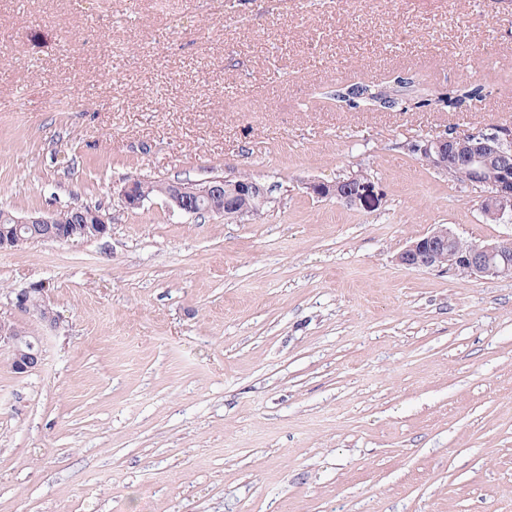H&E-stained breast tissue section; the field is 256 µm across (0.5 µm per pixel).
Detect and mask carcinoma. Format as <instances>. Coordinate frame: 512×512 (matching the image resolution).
I'll list each match as a JSON object with an SVG mask.
<instances>
[{
	"instance_id": "carcinoma-1",
	"label": "carcinoma",
	"mask_w": 512,
	"mask_h": 512,
	"mask_svg": "<svg viewBox=\"0 0 512 512\" xmlns=\"http://www.w3.org/2000/svg\"><path fill=\"white\" fill-rule=\"evenodd\" d=\"M326 95L344 112H456L466 104L475 106L485 102L492 90L476 81L455 82L432 89L417 74L401 71L380 83H336L328 88ZM229 205L245 213L248 220L261 218L267 210V206L259 205L247 194L233 197Z\"/></svg>"
}]
</instances>
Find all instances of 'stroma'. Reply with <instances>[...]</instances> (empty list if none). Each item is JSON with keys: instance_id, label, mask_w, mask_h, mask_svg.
I'll return each instance as SVG.
<instances>
[{"instance_id": "obj_1", "label": "stroma", "mask_w": 512, "mask_h": 512, "mask_svg": "<svg viewBox=\"0 0 512 512\" xmlns=\"http://www.w3.org/2000/svg\"><path fill=\"white\" fill-rule=\"evenodd\" d=\"M479 81L464 112H343L339 82ZM512 127V0H0V207L110 213L0 251L50 282L41 364L0 344V512H512V278L395 261L512 237L411 140ZM368 207L307 194L356 169ZM245 172L262 221L125 208ZM145 183L146 182L140 179H133L121 187L119 195L121 196L122 202L127 207L132 209L138 208L143 204L145 200L149 198Z\"/></svg>"}]
</instances>
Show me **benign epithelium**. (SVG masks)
I'll return each mask as SVG.
<instances>
[{
	"instance_id": "7a95c632",
	"label": "benign epithelium",
	"mask_w": 512,
	"mask_h": 512,
	"mask_svg": "<svg viewBox=\"0 0 512 512\" xmlns=\"http://www.w3.org/2000/svg\"><path fill=\"white\" fill-rule=\"evenodd\" d=\"M413 147L437 172L453 176L463 167L469 172L466 185L478 192L479 209L485 219L500 223L512 221V210L507 208V198L512 197V130L506 127H483L458 135H442ZM497 164L504 179L496 184L483 180L484 168ZM244 190L264 204L271 201L269 191L262 183L251 178L244 182L235 175L210 179L201 183L170 182L163 191L169 208L186 214L211 213L224 215V191ZM375 185L356 175L347 179L312 181L306 184L307 193L317 198L334 199L347 207L366 205L371 200ZM122 202L129 208L140 207L148 199L145 182L133 179L119 191ZM72 223L61 226L58 215H6L11 221L0 226V251L11 250L22 234L42 226L47 229L45 242H73L100 239L110 232L112 217L100 207L78 205L72 207ZM460 237L448 225L438 224L428 234L410 242L396 256L398 264L414 270L440 269L452 274L466 268L474 277L495 279L512 277V255L504 246L506 240L491 243L474 242L466 249L455 243ZM11 309L17 314L34 315L41 325V332L53 333L60 328L61 316L55 308L50 283L37 281L13 292L9 297ZM27 331L13 321L0 320V343L14 354L16 373L26 374L41 362L43 337L26 338Z\"/></svg>"
}]
</instances>
